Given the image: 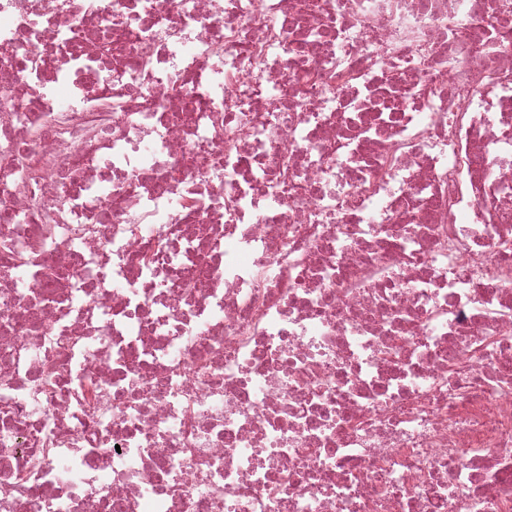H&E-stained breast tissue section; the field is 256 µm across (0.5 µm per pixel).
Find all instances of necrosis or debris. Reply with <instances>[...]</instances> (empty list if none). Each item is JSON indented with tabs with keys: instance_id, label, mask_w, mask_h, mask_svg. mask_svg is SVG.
Masks as SVG:
<instances>
[{
	"instance_id": "obj_1",
	"label": "necrosis or debris",
	"mask_w": 512,
	"mask_h": 512,
	"mask_svg": "<svg viewBox=\"0 0 512 512\" xmlns=\"http://www.w3.org/2000/svg\"><path fill=\"white\" fill-rule=\"evenodd\" d=\"M0 512H512V0H0Z\"/></svg>"
}]
</instances>
